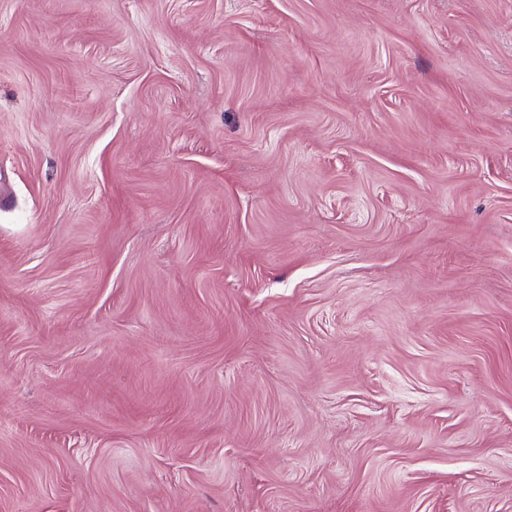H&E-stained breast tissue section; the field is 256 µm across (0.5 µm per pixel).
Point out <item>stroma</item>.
Masks as SVG:
<instances>
[{"mask_svg":"<svg viewBox=\"0 0 512 512\" xmlns=\"http://www.w3.org/2000/svg\"><path fill=\"white\" fill-rule=\"evenodd\" d=\"M0 512H512V0H0Z\"/></svg>","mask_w":512,"mask_h":512,"instance_id":"1","label":"stroma"}]
</instances>
